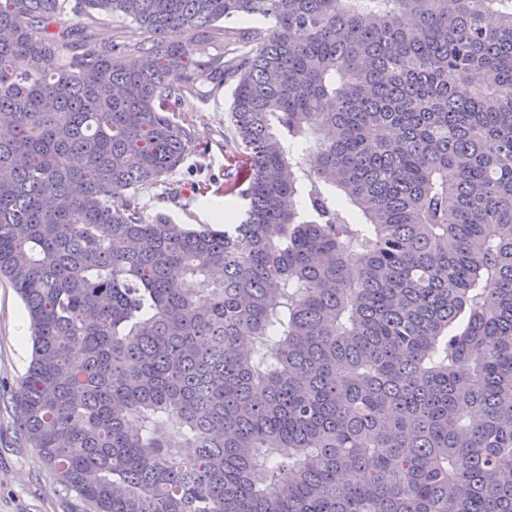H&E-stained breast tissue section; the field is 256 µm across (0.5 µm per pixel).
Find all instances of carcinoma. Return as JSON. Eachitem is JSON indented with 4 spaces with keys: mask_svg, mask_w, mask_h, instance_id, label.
<instances>
[{
    "mask_svg": "<svg viewBox=\"0 0 512 512\" xmlns=\"http://www.w3.org/2000/svg\"><path fill=\"white\" fill-rule=\"evenodd\" d=\"M229 83L239 208L149 216ZM0 280L88 512H512V0H0Z\"/></svg>",
    "mask_w": 512,
    "mask_h": 512,
    "instance_id": "obj_1",
    "label": "carcinoma"
}]
</instances>
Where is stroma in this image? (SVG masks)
<instances>
[{
    "label": "stroma",
    "instance_id": "stroma-1",
    "mask_svg": "<svg viewBox=\"0 0 512 512\" xmlns=\"http://www.w3.org/2000/svg\"><path fill=\"white\" fill-rule=\"evenodd\" d=\"M231 86L211 89L194 102L189 114L195 136L207 147L205 157L189 156L171 180L179 191L160 210L177 224L213 223L216 207L231 208L224 196V154L228 135ZM30 323L14 288L0 281V512H82V504L53 478L16 424L13 401L31 360Z\"/></svg>",
    "mask_w": 512,
    "mask_h": 512
}]
</instances>
